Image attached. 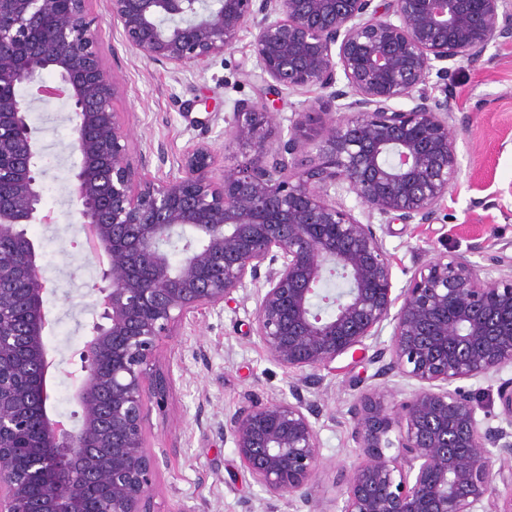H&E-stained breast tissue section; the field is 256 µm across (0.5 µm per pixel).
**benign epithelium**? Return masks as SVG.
Listing matches in <instances>:
<instances>
[{
  "label": "benign epithelium",
  "mask_w": 512,
  "mask_h": 512,
  "mask_svg": "<svg viewBox=\"0 0 512 512\" xmlns=\"http://www.w3.org/2000/svg\"><path fill=\"white\" fill-rule=\"evenodd\" d=\"M85 2L0 0V242L21 253L0 252V512H85L91 498L97 512H150L158 456L146 420L166 397L156 354L178 322L234 300L265 263L251 334L299 378L291 399L249 397L229 418L253 481L315 510L321 409L304 392L336 358L367 350L387 321L375 376L418 387L394 405L375 390L356 397L352 440L364 460L341 512H486L487 503L512 512V381L498 388L506 426L497 428H481L457 386L512 368V260L493 277L462 254L439 253L395 296L373 224H427L456 185L453 113L429 82L512 37V0H220L216 9L208 0H110L125 43L150 61L201 72L248 30L266 86L329 91L275 147L267 107L236 102L224 135L246 149L243 161L217 179L215 157L197 141L175 159L178 175L152 181L138 180L128 160L113 74ZM45 70L55 86L17 93ZM52 98L71 104L81 162L68 193L99 258V320L68 373L79 407L71 419L47 406L52 287L24 229L54 222L29 124L32 104ZM399 100L407 106H393ZM310 146L318 162L304 166L297 154ZM178 237L193 244L175 263L168 245ZM33 416L42 442L21 465Z\"/></svg>",
  "instance_id": "7a95c632"
}]
</instances>
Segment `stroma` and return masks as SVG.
Masks as SVG:
<instances>
[{"instance_id": "35a3bbf8", "label": "stroma", "mask_w": 512, "mask_h": 512, "mask_svg": "<svg viewBox=\"0 0 512 512\" xmlns=\"http://www.w3.org/2000/svg\"><path fill=\"white\" fill-rule=\"evenodd\" d=\"M86 11L99 26V52L114 75L113 105L142 179L172 173L173 159L198 140L210 146L217 170L240 161V147L224 136V116L237 101L266 102L275 115V136L284 139L295 113L306 111L321 94L316 87L267 93L257 77L249 32H242L205 71H176L126 45L121 26L110 19L109 0H87ZM446 84L458 122L459 181L437 204L431 223L376 227L391 257L397 293L416 266L437 253L466 254L491 273L498 249L512 245V38L491 44L476 63L451 67ZM69 113L65 101L53 99L37 104L31 114L43 152L57 154L60 164L43 178V204L52 211L53 224L26 227L40 247L44 276L56 285L46 302L57 320L47 338L55 360L48 409L64 416L77 409L65 373L79 367L86 334L99 316L90 292L98 265L82 244L66 192L70 171L81 160L72 149ZM203 118L209 121L204 131L197 125ZM256 288L246 282L233 302L191 314L173 328L157 354L156 369L167 393L163 406L151 407L146 422L148 442L160 452L153 512H306L291 497L266 495L224 435L227 417L246 397L289 398L295 380L247 333ZM378 368L369 354H347L321 372L317 398L323 412L316 427L324 463L310 486L319 512H340L341 491L362 460L351 438L356 396L376 389L399 401L414 388L413 381L399 377L376 378ZM511 378L507 368L463 381L485 425H503L497 388Z\"/></svg>"}]
</instances>
